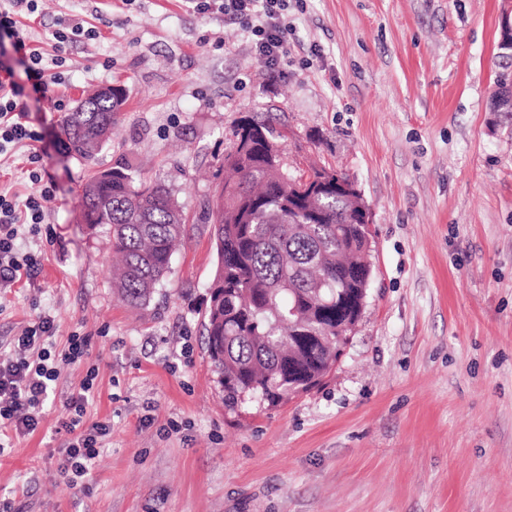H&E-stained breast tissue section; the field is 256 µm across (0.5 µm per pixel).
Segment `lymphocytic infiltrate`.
<instances>
[{
  "label": "lymphocytic infiltrate",
  "mask_w": 512,
  "mask_h": 512,
  "mask_svg": "<svg viewBox=\"0 0 512 512\" xmlns=\"http://www.w3.org/2000/svg\"><path fill=\"white\" fill-rule=\"evenodd\" d=\"M194 12L222 13L225 21L238 24L255 38V48L272 74L284 76L283 65L293 32L285 12L288 0H187ZM39 0H0V36H7L16 54L26 63L27 84L13 78L9 63L0 59V154L38 138L28 128L26 90L39 96L53 93L63 80L57 71L59 59H46L40 47L33 45L28 30L21 25L22 15L35 14ZM53 194L19 196L0 191V291L19 281L34 282L39 275L38 255L24 247V230H37ZM55 335L53 317L39 316L15 336L9 356L0 359V437L25 436L43 425L45 407L59 379L60 362L73 363L83 357L88 340L72 336L62 355L52 353ZM93 381L84 379L65 403L66 414L58 424L70 436L59 463L70 485L87 477L99 456L104 441L112 433L109 421L85 423L92 396Z\"/></svg>",
  "instance_id": "lymphocytic-infiltrate-1"
}]
</instances>
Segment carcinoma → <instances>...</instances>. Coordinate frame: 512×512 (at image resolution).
<instances>
[{
  "label": "carcinoma",
  "mask_w": 512,
  "mask_h": 512,
  "mask_svg": "<svg viewBox=\"0 0 512 512\" xmlns=\"http://www.w3.org/2000/svg\"><path fill=\"white\" fill-rule=\"evenodd\" d=\"M115 123L103 102L95 112H68L60 123L67 152L87 165L109 141ZM249 132L253 147L224 157L228 176L208 215L218 263L203 319L208 357L224 405L263 398L275 406L319 385L346 344L339 325L355 324L368 296L369 230L334 170L320 197L295 189L272 125L250 117L234 137ZM91 175L82 189L88 227L109 234L112 287L128 306L153 299L184 241V218L172 191L129 167Z\"/></svg>",
  "instance_id": "obj_1"
}]
</instances>
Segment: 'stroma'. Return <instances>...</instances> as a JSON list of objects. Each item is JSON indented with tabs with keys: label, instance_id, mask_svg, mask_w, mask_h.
I'll return each mask as SVG.
<instances>
[{
	"label": "stroma",
	"instance_id": "obj_1",
	"mask_svg": "<svg viewBox=\"0 0 512 512\" xmlns=\"http://www.w3.org/2000/svg\"><path fill=\"white\" fill-rule=\"evenodd\" d=\"M509 13L512 0H290L276 78L238 26L184 0H43L25 25L46 55L58 20L97 35L64 44L61 102L29 101L39 141L0 156V189L54 196L29 243L36 282L0 295V358L45 313L55 352L74 334L90 343L62 365L41 429L0 452V499L14 512H512V116L492 109L512 70L498 48ZM112 84L127 96L89 167L63 152L59 123ZM256 114L287 130L291 172L316 164L356 185L373 273L320 386L231 411L205 349L216 253L201 217ZM119 166L165 183L185 219L140 309L112 292L107 235L81 222L92 169ZM91 368L86 419L112 433L71 487L55 427Z\"/></svg>",
	"mask_w": 512,
	"mask_h": 512
}]
</instances>
